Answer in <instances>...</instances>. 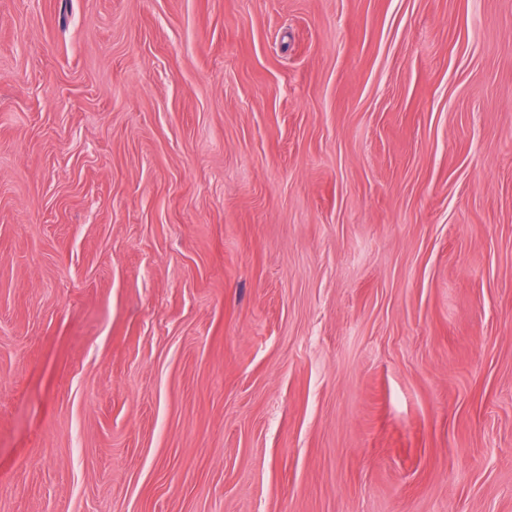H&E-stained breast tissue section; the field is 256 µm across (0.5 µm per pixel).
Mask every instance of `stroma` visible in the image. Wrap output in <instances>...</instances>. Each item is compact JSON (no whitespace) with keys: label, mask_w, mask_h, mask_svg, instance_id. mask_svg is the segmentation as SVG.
Instances as JSON below:
<instances>
[{"label":"stroma","mask_w":512,"mask_h":512,"mask_svg":"<svg viewBox=\"0 0 512 512\" xmlns=\"http://www.w3.org/2000/svg\"><path fill=\"white\" fill-rule=\"evenodd\" d=\"M0 512H512V0H0Z\"/></svg>","instance_id":"stroma-1"}]
</instances>
